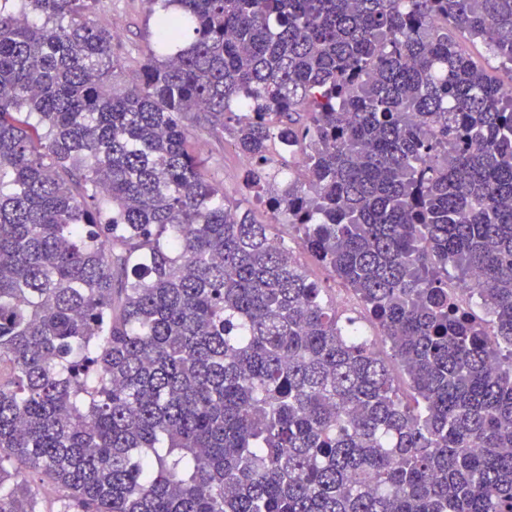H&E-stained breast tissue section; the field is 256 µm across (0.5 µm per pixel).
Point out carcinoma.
<instances>
[{
	"mask_svg": "<svg viewBox=\"0 0 512 512\" xmlns=\"http://www.w3.org/2000/svg\"><path fill=\"white\" fill-rule=\"evenodd\" d=\"M151 2L118 91L103 0H0V512L27 470L49 512H512V99L460 44L512 74V0ZM191 112L186 121L191 129L192 143L206 161L207 176L214 184L224 188L229 199H242L245 160L236 151L232 135L214 131ZM309 274L312 279L320 282L324 288H328L327 292L331 296L332 300L336 301V308L340 312H344L348 316H352L358 318V322L361 324L363 328L364 335L373 344L374 349L384 358L390 360V349L389 346L382 342L381 337L377 336L378 330L372 326L369 322L364 320L362 316V309L352 297V295L347 292L344 287L335 281L330 273L325 270L323 267L316 265L314 263L308 262L307 264ZM344 297L346 299V304L344 306H340L337 303V299L340 297Z\"/></svg>",
	"mask_w": 512,
	"mask_h": 512,
	"instance_id": "carcinoma-1",
	"label": "carcinoma"
}]
</instances>
